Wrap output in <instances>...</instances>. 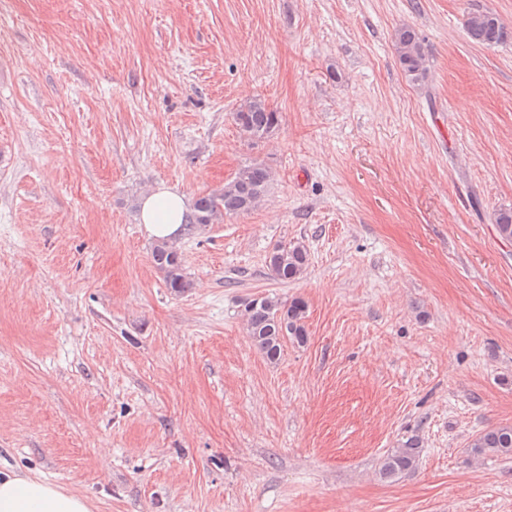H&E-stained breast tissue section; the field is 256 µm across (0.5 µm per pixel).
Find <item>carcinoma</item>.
<instances>
[{
  "instance_id": "1",
  "label": "carcinoma",
  "mask_w": 512,
  "mask_h": 512,
  "mask_svg": "<svg viewBox=\"0 0 512 512\" xmlns=\"http://www.w3.org/2000/svg\"><path fill=\"white\" fill-rule=\"evenodd\" d=\"M471 40L481 45H497L507 41L512 33L491 11H480L470 16L467 24ZM395 53L405 78L417 84L427 73V57L417 31L410 26L400 27L395 34ZM233 119L251 144L269 139L280 124L281 115L266 101L254 96L245 100L233 113ZM272 170L263 163L252 162L240 167L224 185L196 198L192 212L184 224L189 228L222 224L224 218L249 213L259 208L273 182ZM495 229L505 241H512V211L504 210L495 217ZM152 261L162 274L170 292L182 294L190 288L180 253L162 241L152 248ZM309 264L307 248L300 242L277 246L268 257L271 276L281 282L296 280ZM247 315L246 330L255 348L270 362L280 358L284 340L299 345L307 342L304 323L306 305L300 299L282 301L268 295L250 299L244 304ZM472 452H486L512 456V426H498L478 434L471 444ZM422 453V441L411 436L399 443L383 458L379 475L393 480L414 472Z\"/></svg>"
}]
</instances>
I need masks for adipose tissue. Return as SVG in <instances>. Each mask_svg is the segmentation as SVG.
Segmentation results:
<instances>
[{
    "instance_id": "ef3b65f1",
    "label": "adipose tissue",
    "mask_w": 512,
    "mask_h": 512,
    "mask_svg": "<svg viewBox=\"0 0 512 512\" xmlns=\"http://www.w3.org/2000/svg\"><path fill=\"white\" fill-rule=\"evenodd\" d=\"M189 212L185 194L159 184L143 197L140 220L148 238L171 241L178 237ZM0 512H90V505L81 495L55 483L0 470Z\"/></svg>"
}]
</instances>
